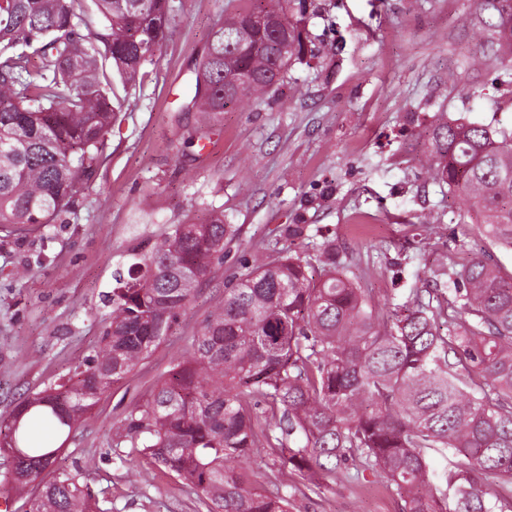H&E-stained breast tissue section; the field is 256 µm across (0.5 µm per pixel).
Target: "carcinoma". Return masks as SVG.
Segmentation results:
<instances>
[{"label": "carcinoma", "instance_id": "1", "mask_svg": "<svg viewBox=\"0 0 512 512\" xmlns=\"http://www.w3.org/2000/svg\"><path fill=\"white\" fill-rule=\"evenodd\" d=\"M0 0V229L5 236L64 224L108 149L107 135L167 37V0ZM495 34L512 48V0ZM278 28L239 31L255 14ZM306 41L292 0H244L211 32L186 108L217 120L226 101L266 96ZM40 60L33 77L31 58ZM427 157L448 195L512 248V137L438 117ZM224 212L177 224L140 262L114 274L112 321L83 370L20 402L0 454L4 480L24 488L58 459L47 439L72 431L110 386L168 335L233 236ZM150 400L132 411V447L196 489L206 512H289L280 490L256 486L243 459L267 448L308 478L350 466L398 491L400 512H512V496L474 487L482 472L512 485V273L475 254L434 270L432 288L404 302L372 299L341 271L336 243L315 256L272 249L241 265ZM301 437L305 444L291 442ZM446 461V491L434 456ZM81 468L38 485L28 512H99Z\"/></svg>", "mask_w": 512, "mask_h": 512}]
</instances>
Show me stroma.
Segmentation results:
<instances>
[{"label":"stroma","mask_w":512,"mask_h":512,"mask_svg":"<svg viewBox=\"0 0 512 512\" xmlns=\"http://www.w3.org/2000/svg\"><path fill=\"white\" fill-rule=\"evenodd\" d=\"M227 0H169L171 32L150 79L133 89L112 129L106 158L68 223L25 238L0 237V421L19 398L85 368L112 309L103 296L116 269L149 253L174 225L224 212L236 235L165 341L114 384L61 447L57 468L95 464L85 483L104 512H198L196 491L152 465L122 436L128 414L149 399L214 298L246 258L287 244L335 241L348 277L378 300L423 287L442 256L480 252L512 271V251L469 218L423 160L419 128L440 114L512 133V85L472 70L485 54L512 67L498 44L494 10L466 22L472 0H306L301 25L312 54L294 62L264 101L227 109L219 125L186 112L195 64ZM211 127L209 142L197 137ZM253 480L287 493L291 512H399L401 501L368 472L303 479L267 455Z\"/></svg>","instance_id":"35a3bbf8"}]
</instances>
